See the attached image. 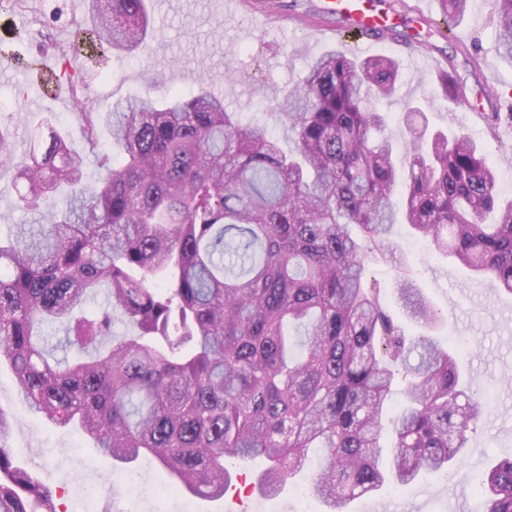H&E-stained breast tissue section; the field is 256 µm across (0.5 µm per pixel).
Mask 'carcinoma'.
<instances>
[{"instance_id":"cac0c4a2","label":"carcinoma","mask_w":512,"mask_h":512,"mask_svg":"<svg viewBox=\"0 0 512 512\" xmlns=\"http://www.w3.org/2000/svg\"><path fill=\"white\" fill-rule=\"evenodd\" d=\"M442 2L450 33L470 0ZM489 6L498 51L512 59V0ZM91 8V40L120 53L149 33L147 0ZM399 68L345 47L314 59L299 86L272 97L294 138L288 153L266 126L228 111L203 75L187 95L127 99L103 117L77 99L78 145L40 125L16 169L20 207L37 223L0 238V367L19 398L202 498L224 497L231 461L259 466L273 493L311 448L325 456L309 492L331 505L459 462L486 402L469 393L457 348L406 336L367 268L393 263L405 315L437 327L395 238L405 224L512 295V200L498 195L483 148L429 130L419 108L407 106L406 139L393 140L372 101L394 94ZM102 122L119 152L99 158L89 191L85 154ZM10 123L0 116L1 166ZM102 285L100 312L76 314ZM117 313L131 335L112 334ZM54 322L72 362L37 332ZM10 432L0 411V512H57L14 461ZM478 487L484 512H512V456Z\"/></svg>"}]
</instances>
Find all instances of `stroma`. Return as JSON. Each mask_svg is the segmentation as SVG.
Instances as JSON below:
<instances>
[{
  "instance_id": "stroma-1",
  "label": "stroma",
  "mask_w": 512,
  "mask_h": 512,
  "mask_svg": "<svg viewBox=\"0 0 512 512\" xmlns=\"http://www.w3.org/2000/svg\"><path fill=\"white\" fill-rule=\"evenodd\" d=\"M153 29L139 49L123 56L83 43L90 26L89 0H30L20 11L0 12V50L14 52L10 73L0 74V112L12 115L11 146L28 142L31 130L52 119L63 134L78 137L77 106L57 90L64 67L54 56L60 44H83L74 60L82 75L91 111L109 112L113 102L151 94L162 99L188 93L206 75L225 106L242 121L273 128L283 149L294 146L268 108L272 93L296 85L309 62L338 48L343 20L325 15L321 0H265L268 22L258 25L253 0H149ZM387 18L383 33L371 40L367 56H390L400 63L396 94L382 102L389 131L402 140L400 117L407 102L421 100L426 86L449 72L463 111L437 97L426 103L430 128L464 129L485 151L499 177L503 197H512V119L488 131L478 110L506 111L512 103V61L500 56L486 0H470L452 38L432 26L440 19V0H379ZM27 159L17 150L11 165L0 166V225L28 224L18 206L15 168ZM398 242L410 272L439 309L434 334L442 342H468L460 364L473 388L489 395L486 414L471 433L470 450L451 472L440 471L420 485L386 484L374 496L351 503L373 512H481V495L472 481L497 459L512 455V295L495 293L488 281L453 258L436 254L427 241L399 229ZM0 409L13 422L8 444L18 462L53 492L58 512H82L85 488L95 492L93 512H223V501L207 502L172 488L153 462L115 465L97 454L79 431L54 426L17 396L12 373L0 369Z\"/></svg>"
}]
</instances>
